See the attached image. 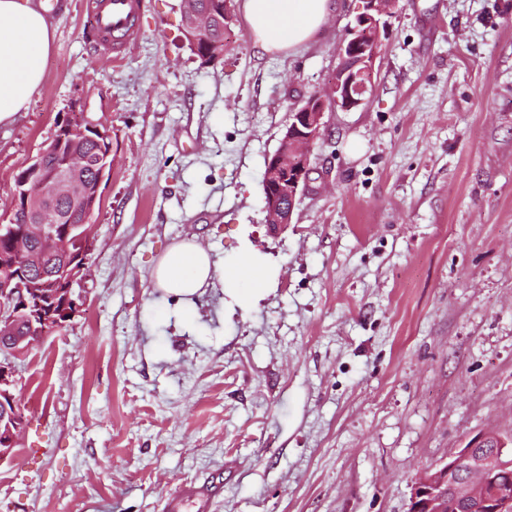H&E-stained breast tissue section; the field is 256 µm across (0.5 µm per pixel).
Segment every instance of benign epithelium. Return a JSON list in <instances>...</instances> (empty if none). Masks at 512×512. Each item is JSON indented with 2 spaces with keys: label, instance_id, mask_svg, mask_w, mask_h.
<instances>
[{
  "label": "benign epithelium",
  "instance_id": "benign-epithelium-1",
  "mask_svg": "<svg viewBox=\"0 0 512 512\" xmlns=\"http://www.w3.org/2000/svg\"><path fill=\"white\" fill-rule=\"evenodd\" d=\"M395 0H366L339 48L340 63L333 83L331 107L351 110L365 101L373 76L381 16ZM326 103L313 96L289 112L278 149L265 161L262 180L266 224L288 226L297 203L309 187L312 148L325 131ZM106 125L85 113L67 115L50 145L15 177L8 223L0 232L27 225V235L15 240L14 253L36 272L33 277L9 275L0 265V462L20 445L24 413L14 393L18 384L15 359L58 329L61 318L77 313L73 287L88 272L91 219L99 205L100 188L112 172V150H87L89 140H107ZM59 153V164L47 163ZM493 444L497 461L473 455L479 445ZM512 452V432L496 427L479 431L448 460L427 470L413 485L408 512H448L449 497L475 504L478 512H512V498L497 490L494 472L512 466L503 457Z\"/></svg>",
  "mask_w": 512,
  "mask_h": 512
}]
</instances>
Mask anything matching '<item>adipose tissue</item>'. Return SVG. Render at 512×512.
Listing matches in <instances>:
<instances>
[{"instance_id": "ef3b65f1", "label": "adipose tissue", "mask_w": 512, "mask_h": 512, "mask_svg": "<svg viewBox=\"0 0 512 512\" xmlns=\"http://www.w3.org/2000/svg\"><path fill=\"white\" fill-rule=\"evenodd\" d=\"M339 6L338 0H242L241 8L258 53H293L313 42ZM55 30L32 0H0V125L14 122L41 85ZM156 287L192 301L220 283L248 304L266 289L271 273L251 254L218 264L193 241L170 247L153 269ZM250 287H243V280Z\"/></svg>"}]
</instances>
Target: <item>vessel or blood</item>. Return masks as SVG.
Returning a JSON list of instances; mask_svg holds the SVG:
<instances>
[{
    "instance_id": "1",
    "label": "vessel or blood",
    "mask_w": 512,
    "mask_h": 512,
    "mask_svg": "<svg viewBox=\"0 0 512 512\" xmlns=\"http://www.w3.org/2000/svg\"><path fill=\"white\" fill-rule=\"evenodd\" d=\"M139 0H90L97 44L109 48L113 60L126 57L138 33Z\"/></svg>"
}]
</instances>
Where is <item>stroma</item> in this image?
<instances>
[{"mask_svg": "<svg viewBox=\"0 0 512 512\" xmlns=\"http://www.w3.org/2000/svg\"><path fill=\"white\" fill-rule=\"evenodd\" d=\"M55 30L27 111L0 126L14 177L79 110L109 128L71 323L19 365L26 416L0 512H407L421 473L483 428L512 430V0H394L364 104L328 110L308 191L271 231L261 181L291 107L330 99L364 0L317 40L257 54L227 0L224 55L184 39L182 0H144L128 56ZM193 240L276 277L247 306L186 303L151 273ZM209 493H203L201 490L196 488L194 485H185L181 488L177 495L171 497L166 505L168 512H182L181 507L184 500L189 499H200L201 504L199 510H207V503L210 500Z\"/></svg>", "mask_w": 512, "mask_h": 512, "instance_id": "obj_1", "label": "stroma"}]
</instances>
